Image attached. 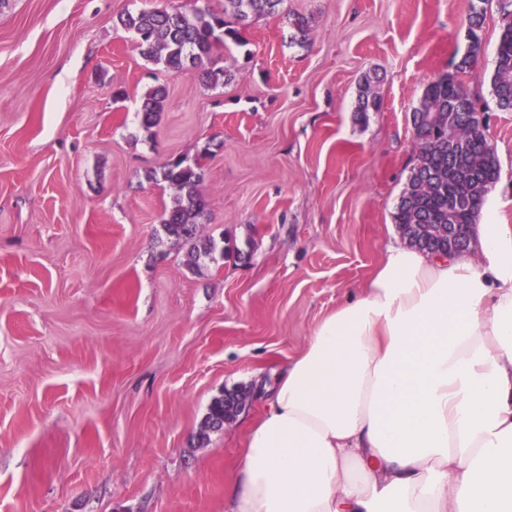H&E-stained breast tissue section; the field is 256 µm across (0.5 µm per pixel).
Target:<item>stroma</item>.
Returning a JSON list of instances; mask_svg holds the SVG:
<instances>
[{"label":"stroma","mask_w":512,"mask_h":512,"mask_svg":"<svg viewBox=\"0 0 512 512\" xmlns=\"http://www.w3.org/2000/svg\"><path fill=\"white\" fill-rule=\"evenodd\" d=\"M470 2L285 0L216 52L234 75L216 87L145 60L115 25L196 0L0 6V512H224L259 386L403 237L411 113L465 54ZM486 9L464 82L512 224V112L491 87L507 18ZM369 76L382 106L361 114ZM183 156L205 171L200 236L234 250L195 270L158 251L173 191L145 178ZM233 391L245 408L197 445ZM166 98V91L161 87L146 93L140 107L141 125L144 128H152L158 123L161 113L165 110ZM224 397L225 396L222 395L221 397L215 398L209 405L204 419V430L199 437V443L203 444L207 440L209 432L222 430L225 422L233 420L234 412L241 410L242 407L245 406L246 396L242 395L235 406V410H224Z\"/></svg>","instance_id":"35a3bbf8"}]
</instances>
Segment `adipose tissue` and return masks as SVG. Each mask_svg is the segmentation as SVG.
<instances>
[{"label": "adipose tissue", "mask_w": 512, "mask_h": 512, "mask_svg": "<svg viewBox=\"0 0 512 512\" xmlns=\"http://www.w3.org/2000/svg\"><path fill=\"white\" fill-rule=\"evenodd\" d=\"M389 245L262 396L224 512H512V225Z\"/></svg>", "instance_id": "adipose-tissue-1"}]
</instances>
